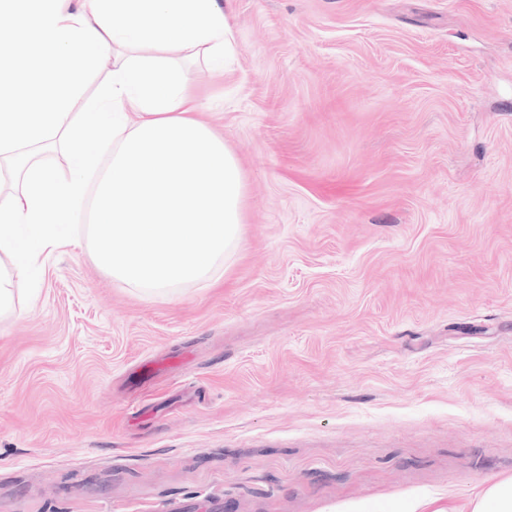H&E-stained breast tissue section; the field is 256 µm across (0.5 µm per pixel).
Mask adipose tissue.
<instances>
[{"label": "adipose tissue", "instance_id": "1", "mask_svg": "<svg viewBox=\"0 0 512 512\" xmlns=\"http://www.w3.org/2000/svg\"><path fill=\"white\" fill-rule=\"evenodd\" d=\"M399 512H512V478L478 487L468 498L446 506L424 495L401 505Z\"/></svg>", "mask_w": 512, "mask_h": 512}]
</instances>
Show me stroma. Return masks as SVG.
<instances>
[{"instance_id":"35a3bbf8","label":"stroma","mask_w":512,"mask_h":512,"mask_svg":"<svg viewBox=\"0 0 512 512\" xmlns=\"http://www.w3.org/2000/svg\"><path fill=\"white\" fill-rule=\"evenodd\" d=\"M218 279L86 239L0 317V512H370L512 477V0H230ZM190 352L175 377L128 370Z\"/></svg>"}]
</instances>
